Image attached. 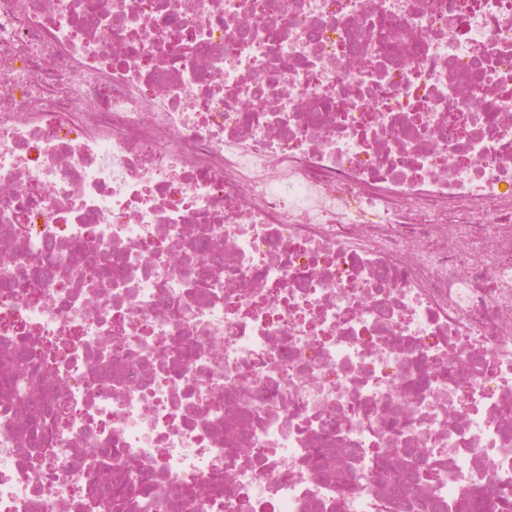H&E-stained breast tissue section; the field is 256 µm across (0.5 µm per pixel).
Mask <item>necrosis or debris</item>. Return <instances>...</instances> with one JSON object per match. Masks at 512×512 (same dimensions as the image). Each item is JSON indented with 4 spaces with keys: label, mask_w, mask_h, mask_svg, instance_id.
Masks as SVG:
<instances>
[{
    "label": "necrosis or debris",
    "mask_w": 512,
    "mask_h": 512,
    "mask_svg": "<svg viewBox=\"0 0 512 512\" xmlns=\"http://www.w3.org/2000/svg\"><path fill=\"white\" fill-rule=\"evenodd\" d=\"M4 260L0 512L512 504V0H0ZM17 356V359H5L0 366V390L25 401L32 395L34 373H38L40 380H49L53 375L52 362L49 357L30 356L21 350ZM24 440L31 447L46 443V425L38 415H27L20 426ZM124 492L115 499L103 498L98 504L100 512H124L129 509L149 508L157 498V493L138 474L129 472L124 478Z\"/></svg>",
    "instance_id": "necrosis-or-debris-1"
}]
</instances>
